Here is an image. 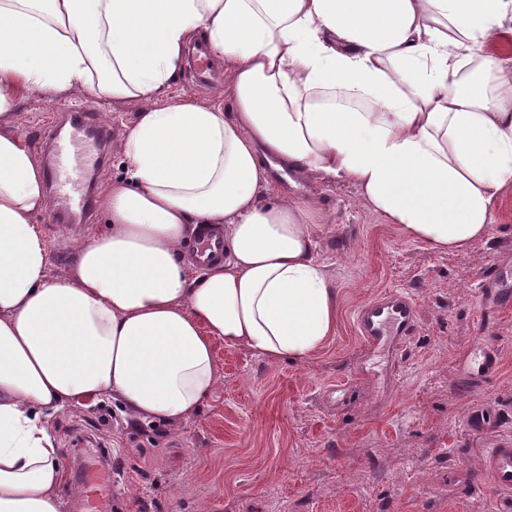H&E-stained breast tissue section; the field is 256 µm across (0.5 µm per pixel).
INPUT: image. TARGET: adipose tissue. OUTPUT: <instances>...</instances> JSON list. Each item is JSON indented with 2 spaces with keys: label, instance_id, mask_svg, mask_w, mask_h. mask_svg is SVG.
Returning a JSON list of instances; mask_svg holds the SVG:
<instances>
[{
  "label": "adipose tissue",
  "instance_id": "ef3b65f1",
  "mask_svg": "<svg viewBox=\"0 0 512 512\" xmlns=\"http://www.w3.org/2000/svg\"><path fill=\"white\" fill-rule=\"evenodd\" d=\"M200 34L230 107L156 106ZM75 89L139 112L100 193L106 231L55 276L13 116L21 93ZM271 156L351 180L433 249L484 238L512 189V0H0V512H61L65 403L174 426L220 382L215 341L303 360L334 334L325 214L272 195ZM203 224L224 260L193 277L182 246Z\"/></svg>",
  "mask_w": 512,
  "mask_h": 512
}]
</instances>
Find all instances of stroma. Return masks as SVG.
Listing matches in <instances>:
<instances>
[{
	"label": "stroma",
	"mask_w": 512,
	"mask_h": 512,
	"mask_svg": "<svg viewBox=\"0 0 512 512\" xmlns=\"http://www.w3.org/2000/svg\"><path fill=\"white\" fill-rule=\"evenodd\" d=\"M196 85L183 68L158 100L189 93L206 103L226 100L223 64ZM80 108L109 124L104 165L91 143L81 161L96 187L123 174L120 140L139 112L134 103L78 92L22 95L14 123L35 148L45 123L63 108ZM303 201L326 214L317 228L316 258L337 291L333 336L307 359L270 360L244 347L216 342L220 382L202 409L175 426L128 423L112 399L70 403L52 419L64 480L62 512H82L84 468L109 454L117 488L112 512H512V498L482 472L483 449L512 439V310L494 330L500 367L479 385L458 374L464 350L475 344L478 280L506 268L512 287V193L496 204L486 238L464 251H438L386 223L347 179L312 176ZM54 255L51 273L68 272L81 238L104 230L102 213L77 228L37 219ZM391 288L412 290L418 328L407 359L365 354L355 329L358 307ZM372 379L352 384L359 362ZM491 415L478 429L475 413ZM460 479L449 484V472Z\"/></svg>",
	"instance_id": "1"
}]
</instances>
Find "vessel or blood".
<instances>
[{"label": "vessel or blood", "instance_id": "b4317fda", "mask_svg": "<svg viewBox=\"0 0 512 512\" xmlns=\"http://www.w3.org/2000/svg\"><path fill=\"white\" fill-rule=\"evenodd\" d=\"M68 122L69 134L53 138L47 164V177L60 204L59 219L63 222L85 220L93 209V201L82 186L84 173L72 162L74 148L81 137L100 145L108 142L111 134L109 127L88 111L69 112ZM192 250L209 262L223 260L224 236L211 229L203 230L194 240ZM479 295L480 336L477 344L463 355L459 369L460 378L472 384L496 374L499 345L492 328L500 312L512 309V290L504 287L498 269L482 275ZM356 325L368 352L388 347L395 359H402L418 325L416 298L406 290L387 291L358 310ZM482 470L494 488L512 494V441L487 449L482 456Z\"/></svg>", "mask_w": 512, "mask_h": 512}]
</instances>
